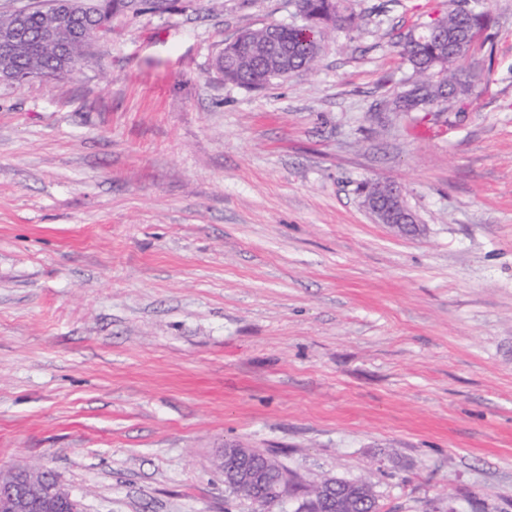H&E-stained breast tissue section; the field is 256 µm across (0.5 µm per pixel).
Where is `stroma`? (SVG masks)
<instances>
[{"label":"stroma","instance_id":"1","mask_svg":"<svg viewBox=\"0 0 512 512\" xmlns=\"http://www.w3.org/2000/svg\"><path fill=\"white\" fill-rule=\"evenodd\" d=\"M344 3L355 27L258 90L215 60L297 0H174L0 82V472L84 512H252L234 445L380 512H512V0ZM457 8L494 18L471 95L385 111L400 36ZM366 209L380 224L396 228L401 234H413L420 230L416 216L408 209L402 193L396 187H385L384 197H370L364 202ZM242 453V448L228 446L224 448L220 456V468L224 472V483L229 487L240 485L250 486L253 490L264 488L266 483V470L262 467H254L242 464L247 459ZM361 480H325L321 484L310 490H305L302 494L314 495L319 498L325 495L326 499L331 500V507L325 508L333 512H378L379 503L375 492L368 493L359 484ZM332 482L335 488L328 484Z\"/></svg>","mask_w":512,"mask_h":512}]
</instances>
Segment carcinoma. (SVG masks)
<instances>
[{
	"mask_svg": "<svg viewBox=\"0 0 512 512\" xmlns=\"http://www.w3.org/2000/svg\"><path fill=\"white\" fill-rule=\"evenodd\" d=\"M170 0H77L73 9L82 36L70 29L59 30L57 42H42V33L52 23V13L35 11L27 20L28 36L16 46L18 81L66 75L79 66L90 45L112 33V17L138 16L145 12L164 11ZM302 23L290 25L280 33L284 43V66L268 59L265 45L270 29L249 30L224 48V80L249 89L262 88L273 80H283V69L309 71L322 51V31L333 25L350 27L354 18L341 13L340 0H298ZM443 32L434 38L418 28L399 42L400 55L407 64L408 88L392 99L396 109L416 112L437 100L455 103L470 92L471 84L458 77L457 65L470 53L472 41L488 28L491 18L484 12L456 9L441 17ZM305 491L331 500V512H379L376 494L365 491L359 481L334 480Z\"/></svg>",
	"mask_w": 512,
	"mask_h": 512,
	"instance_id": "carcinoma-1",
	"label": "carcinoma"
}]
</instances>
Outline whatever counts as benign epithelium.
Instances as JSON below:
<instances>
[{
  "label": "benign epithelium",
  "mask_w": 512,
  "mask_h": 512,
  "mask_svg": "<svg viewBox=\"0 0 512 512\" xmlns=\"http://www.w3.org/2000/svg\"><path fill=\"white\" fill-rule=\"evenodd\" d=\"M43 7L35 0L31 5L16 10L14 27L0 34V81L17 78L13 51L18 39L26 30L30 13ZM366 209L380 224L397 229L402 234L419 231L416 216L408 209L402 193L396 187H385L384 197H370L365 201ZM242 449L233 446L224 448L220 456V468L224 472V483L229 487L247 485L254 490L266 485V470L242 463ZM67 505V512H83L75 497L61 485L39 483L33 472L17 469L9 483H0V512H57L59 503Z\"/></svg>",
  "instance_id": "7a95c632"
}]
</instances>
